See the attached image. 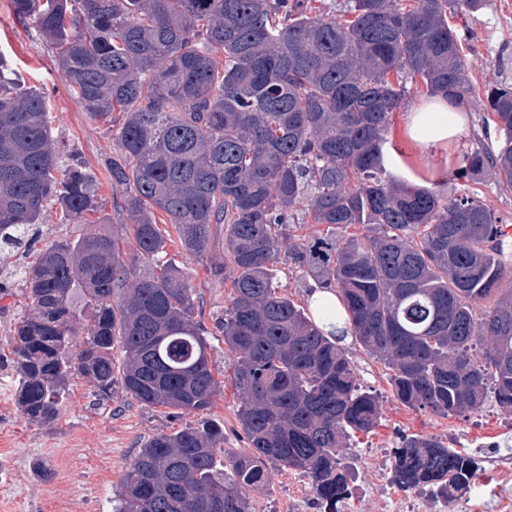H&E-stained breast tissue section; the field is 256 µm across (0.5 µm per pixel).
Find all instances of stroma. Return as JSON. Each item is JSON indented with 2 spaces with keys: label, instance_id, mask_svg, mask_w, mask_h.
I'll return each mask as SVG.
<instances>
[{
  "label": "stroma",
  "instance_id": "1",
  "mask_svg": "<svg viewBox=\"0 0 512 512\" xmlns=\"http://www.w3.org/2000/svg\"><path fill=\"white\" fill-rule=\"evenodd\" d=\"M461 22L471 34L464 53L473 84L512 83V0H487L482 11L462 17ZM0 52L13 70L14 90L36 88L46 94L61 148L76 151L103 178L105 162L112 156L111 136L84 111L58 72L53 49L38 37L32 23L17 18L11 0H0ZM462 109L469 115V131L459 146L447 152L451 174L444 193L473 194L502 223L512 225V192L500 189L493 176L468 183L454 177L464 155L485 141L484 112L467 103ZM156 221L167 238L164 258L186 272L198 317L209 330L211 369L220 393L207 412L170 410L142 405L120 389L112 400L100 401L91 382L76 378L69 383L59 418L52 426L42 427L18 411L11 339L0 335V460L16 462L21 470L19 480L0 482V512H112V502L140 449L157 434L195 426L204 419L224 429L221 465L246 450L237 417L241 394L233 378L235 358L216 328L228 303L230 284L215 275L213 259H199L182 249L164 214H157ZM33 259V254L20 249L0 251V280L10 284L9 296L0 299L1 321L15 324L27 311L18 274ZM344 345L362 386L377 395L381 406L378 427L357 434L343 449L345 464H358L360 455L371 449L393 450L402 436L411 434L445 437L475 455L489 450L512 452V436L504 434L507 413L495 400L449 418L403 406L393 398L388 368L370 357L354 337H347Z\"/></svg>",
  "mask_w": 512,
  "mask_h": 512
}]
</instances>
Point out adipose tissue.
<instances>
[{
    "label": "adipose tissue",
    "instance_id": "obj_1",
    "mask_svg": "<svg viewBox=\"0 0 512 512\" xmlns=\"http://www.w3.org/2000/svg\"><path fill=\"white\" fill-rule=\"evenodd\" d=\"M407 147L388 141L382 148V163L397 179L439 189L448 175L447 163L439 162V150L458 144L468 131L466 113L444 96L433 97L404 113Z\"/></svg>",
    "mask_w": 512,
    "mask_h": 512
}]
</instances>
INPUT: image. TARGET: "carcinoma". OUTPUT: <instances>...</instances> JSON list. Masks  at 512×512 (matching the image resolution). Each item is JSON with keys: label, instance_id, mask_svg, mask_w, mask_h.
Returning <instances> with one entry per match:
<instances>
[{"label": "carcinoma", "instance_id": "carcinoma-1", "mask_svg": "<svg viewBox=\"0 0 512 512\" xmlns=\"http://www.w3.org/2000/svg\"><path fill=\"white\" fill-rule=\"evenodd\" d=\"M56 49L83 109L112 129L106 175L121 190L125 233L140 256L166 248L162 212L181 247L202 258L224 225L230 302L217 327L236 357L238 420L250 452L217 466L224 429L203 420L140 450L112 512H252L268 466L308 477L323 512H342L352 471L340 449L378 426L336 331L280 294L284 263L336 292L346 331L390 370L397 401L460 415L488 397L512 410V288L495 244L499 220L461 193L395 185L379 164L389 115L409 82L475 102L503 137L463 159L457 179L490 172L512 191V84L480 92L465 71L468 32L449 19L485 0H11ZM0 55V246L32 240L49 205L80 223L101 211L99 179L61 153L50 106L8 92ZM310 200L313 241L287 233ZM354 232H349V229ZM288 250L282 251V239ZM29 312L12 336L16 404L40 425L58 418L74 375L102 401L122 386L155 408L205 411L220 385L207 330L182 268L136 276L104 225L53 241L23 272ZM494 299L493 306L478 304ZM123 352L121 367L112 351ZM395 478L453 495L477 458L435 437L404 436Z\"/></svg>", "mask_w": 512, "mask_h": 512}]
</instances>
